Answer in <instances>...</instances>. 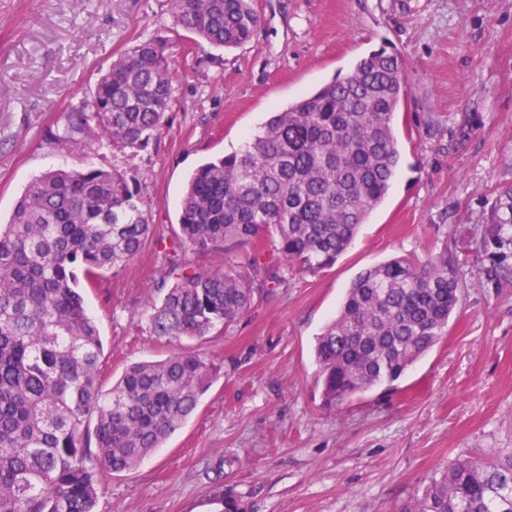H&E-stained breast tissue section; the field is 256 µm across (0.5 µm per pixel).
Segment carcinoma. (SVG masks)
Here are the masks:
<instances>
[{
  "label": "carcinoma",
  "mask_w": 512,
  "mask_h": 512,
  "mask_svg": "<svg viewBox=\"0 0 512 512\" xmlns=\"http://www.w3.org/2000/svg\"><path fill=\"white\" fill-rule=\"evenodd\" d=\"M169 11L224 49L248 43L260 23L253 0H169ZM404 74L401 56L373 50L346 76L271 113L241 150L197 168L168 248L162 280L171 285L150 306L152 335L201 339L242 319L286 275L336 263L396 176ZM177 78L165 42L145 38L44 139L144 148L169 119ZM152 231L141 190L93 166L32 179L0 224V512H94L97 472L137 466L220 375L222 365L182 349L131 364L102 390L103 344L82 290L133 261ZM267 234L278 262L261 280L186 260ZM451 240L481 261L487 282L512 278V183L496 188L483 223L452 230ZM463 286L446 246L423 261L364 269L316 340L323 406L396 382L445 334ZM399 512H512V448L455 460Z\"/></svg>",
  "instance_id": "1"
}]
</instances>
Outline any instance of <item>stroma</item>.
<instances>
[{"label": "stroma", "instance_id": "obj_1", "mask_svg": "<svg viewBox=\"0 0 512 512\" xmlns=\"http://www.w3.org/2000/svg\"><path fill=\"white\" fill-rule=\"evenodd\" d=\"M252 41L190 48L167 0H0V222L50 169L92 164L140 185L154 241L102 287L83 293L103 341L110 390L136 361L180 349L152 336L160 298L157 238L180 232L184 187L203 161L242 148L269 113L348 73L380 47L406 61L397 118L402 155L383 203L336 264L288 277L223 332L190 341L224 373L195 412L135 469L99 471L95 512H397L448 463L512 444V281L486 285L465 267L447 335L396 383L339 409L321 404L316 336L363 269L426 258L448 230L481 223L495 188L512 182V0H254ZM160 36L181 81L172 119L147 147L74 148L44 139L66 108L140 37ZM256 267H249L250 257ZM259 278L276 241L254 251L190 254Z\"/></svg>", "mask_w": 512, "mask_h": 512}]
</instances>
